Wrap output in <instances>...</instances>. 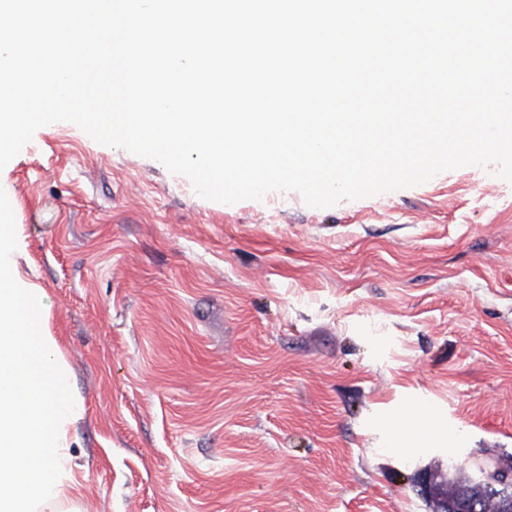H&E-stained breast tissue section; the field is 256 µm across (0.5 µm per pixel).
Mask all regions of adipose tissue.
I'll use <instances>...</instances> for the list:
<instances>
[{"label":"adipose tissue","instance_id":"adipose-tissue-1","mask_svg":"<svg viewBox=\"0 0 512 512\" xmlns=\"http://www.w3.org/2000/svg\"><path fill=\"white\" fill-rule=\"evenodd\" d=\"M26 251L20 225L0 214V512H56L84 497L69 449L85 410Z\"/></svg>","mask_w":512,"mask_h":512}]
</instances>
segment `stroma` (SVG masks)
Returning <instances> with one entry per match:
<instances>
[{
  "mask_svg": "<svg viewBox=\"0 0 512 512\" xmlns=\"http://www.w3.org/2000/svg\"><path fill=\"white\" fill-rule=\"evenodd\" d=\"M224 204L70 122L0 170L86 414L85 512H432L512 463V182Z\"/></svg>",
  "mask_w": 512,
  "mask_h": 512,
  "instance_id": "35a3bbf8",
  "label": "stroma"
}]
</instances>
